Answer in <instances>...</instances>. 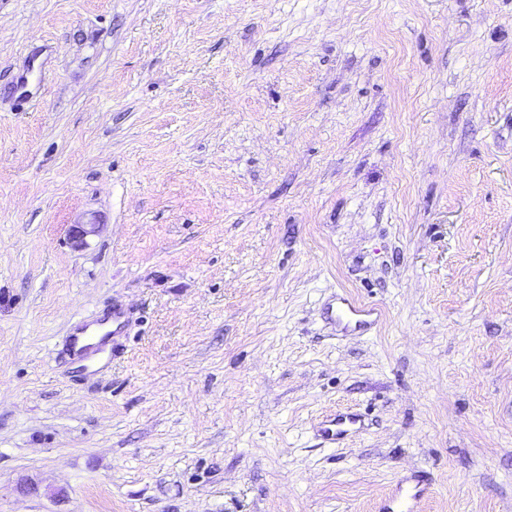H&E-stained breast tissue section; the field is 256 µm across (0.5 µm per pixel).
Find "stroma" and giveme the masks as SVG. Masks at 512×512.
I'll return each instance as SVG.
<instances>
[{
	"label": "stroma",
	"instance_id": "stroma-1",
	"mask_svg": "<svg viewBox=\"0 0 512 512\" xmlns=\"http://www.w3.org/2000/svg\"><path fill=\"white\" fill-rule=\"evenodd\" d=\"M415 469L512 512V0H0V512H378ZM322 314L325 321L344 334L362 336L371 332L380 319L379 310L348 295L333 293L324 302ZM128 311L121 305L112 306V331L100 336L98 330L92 328L95 323H80L76 325L68 336L69 351L74 357L88 358L101 349L112 336V343H115L120 336L124 335ZM358 423H361V419L357 414L343 413L319 423L316 430L324 439L336 444L344 440Z\"/></svg>",
	"mask_w": 512,
	"mask_h": 512
}]
</instances>
